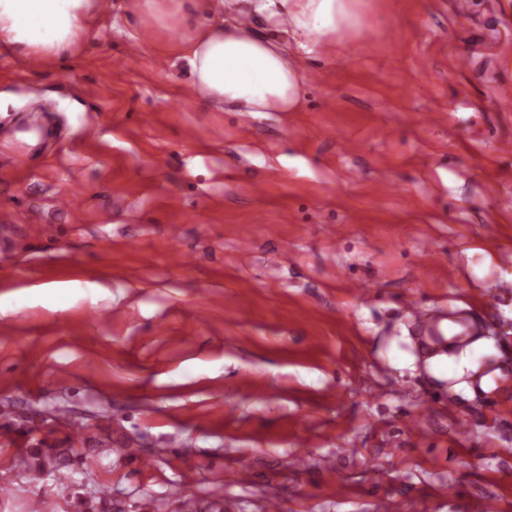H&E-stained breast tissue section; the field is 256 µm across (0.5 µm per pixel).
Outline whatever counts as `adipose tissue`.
<instances>
[{"instance_id": "1", "label": "adipose tissue", "mask_w": 512, "mask_h": 512, "mask_svg": "<svg viewBox=\"0 0 512 512\" xmlns=\"http://www.w3.org/2000/svg\"><path fill=\"white\" fill-rule=\"evenodd\" d=\"M360 0H129L184 31L174 53L204 97L239 112L301 108L299 60L356 32ZM98 0H0V49L48 61L72 54Z\"/></svg>"}]
</instances>
